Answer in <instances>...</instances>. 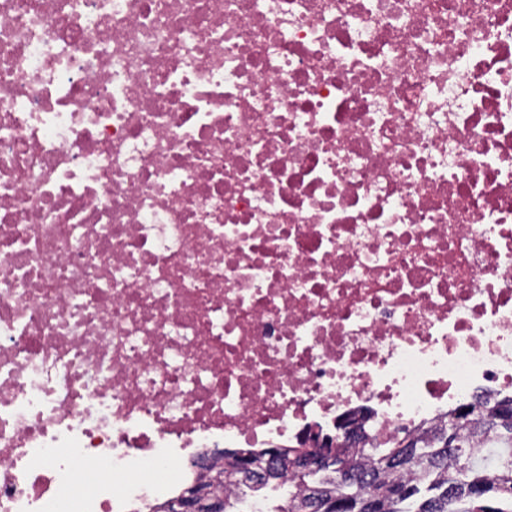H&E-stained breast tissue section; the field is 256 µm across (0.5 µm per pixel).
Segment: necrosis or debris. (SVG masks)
Listing matches in <instances>:
<instances>
[{"label":"necrosis or debris","mask_w":512,"mask_h":512,"mask_svg":"<svg viewBox=\"0 0 512 512\" xmlns=\"http://www.w3.org/2000/svg\"><path fill=\"white\" fill-rule=\"evenodd\" d=\"M503 387L512 0H0V512Z\"/></svg>","instance_id":"4bbe7bcc"}]
</instances>
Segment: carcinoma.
Wrapping results in <instances>:
<instances>
[{"label": "carcinoma", "mask_w": 512, "mask_h": 512, "mask_svg": "<svg viewBox=\"0 0 512 512\" xmlns=\"http://www.w3.org/2000/svg\"><path fill=\"white\" fill-rule=\"evenodd\" d=\"M512 396L480 395L471 404L469 424L455 432L456 452L448 449V431L393 437L375 453L333 459L313 474L292 475L294 489L273 512H303L316 492L327 500L348 502L352 512H512ZM285 478L278 462L268 461V477L238 484L260 489L269 479ZM456 495L448 496V484ZM483 490L474 500L470 490Z\"/></svg>", "instance_id": "cac0c4a2"}]
</instances>
